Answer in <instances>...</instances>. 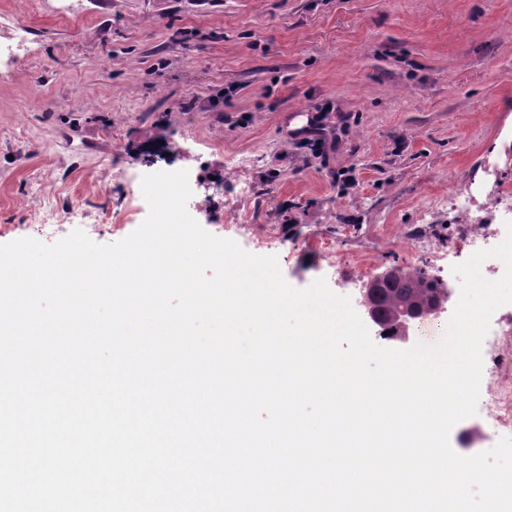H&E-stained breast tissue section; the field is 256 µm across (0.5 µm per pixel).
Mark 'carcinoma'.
Segmentation results:
<instances>
[{"mask_svg":"<svg viewBox=\"0 0 512 512\" xmlns=\"http://www.w3.org/2000/svg\"><path fill=\"white\" fill-rule=\"evenodd\" d=\"M390 276L372 289L369 305L379 323V336L385 340L400 330L399 314L404 309L431 311L442 299L437 279L421 267L391 266Z\"/></svg>","mask_w":512,"mask_h":512,"instance_id":"1","label":"carcinoma"}]
</instances>
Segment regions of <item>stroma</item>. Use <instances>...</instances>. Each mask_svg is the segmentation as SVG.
I'll return each mask as SVG.
<instances>
[{
	"instance_id": "obj_1",
	"label": "stroma",
	"mask_w": 512,
	"mask_h": 512,
	"mask_svg": "<svg viewBox=\"0 0 512 512\" xmlns=\"http://www.w3.org/2000/svg\"><path fill=\"white\" fill-rule=\"evenodd\" d=\"M21 29L0 244L72 208L121 240L149 208L112 227L113 203L172 158L193 194L224 185L187 207L207 232L246 215L244 250L353 299L391 261L445 280L468 259L433 203L486 158L512 191V0H0V45Z\"/></svg>"
}]
</instances>
